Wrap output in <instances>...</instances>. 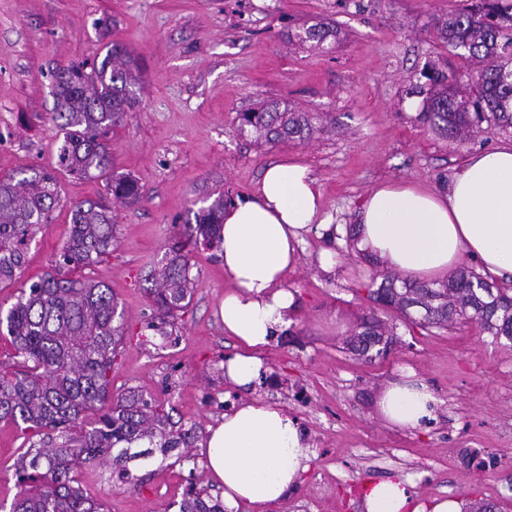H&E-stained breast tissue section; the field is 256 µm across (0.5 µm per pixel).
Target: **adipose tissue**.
I'll return each instance as SVG.
<instances>
[{"label":"adipose tissue","instance_id":"1","mask_svg":"<svg viewBox=\"0 0 512 512\" xmlns=\"http://www.w3.org/2000/svg\"><path fill=\"white\" fill-rule=\"evenodd\" d=\"M313 231L325 236L332 226L317 178L294 159L268 166L255 195L225 209L218 254L232 287L221 316L225 334L242 346L224 364L228 383L254 382L264 349L291 323L297 304L285 281ZM355 240L415 279L445 278L467 257L485 274L512 277V145L471 154L441 192L410 181L373 188L358 211ZM437 408L434 394L414 380L391 382L379 400L386 421L405 429L434 419ZM202 453L211 479L224 487L228 512L243 503L266 512L298 484L309 443L286 408L251 400L209 426ZM362 505L365 512H463L454 499L418 504L412 483L401 478L365 484Z\"/></svg>","mask_w":512,"mask_h":512}]
</instances>
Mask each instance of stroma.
Segmentation results:
<instances>
[{
    "instance_id": "obj_1",
    "label": "stroma",
    "mask_w": 512,
    "mask_h": 512,
    "mask_svg": "<svg viewBox=\"0 0 512 512\" xmlns=\"http://www.w3.org/2000/svg\"><path fill=\"white\" fill-rule=\"evenodd\" d=\"M466 0H0V178L57 164L62 139L51 119L54 75L104 57L120 43L141 66L140 102L109 135L116 171L142 188L135 204L111 203L116 244L85 268L111 289L123 314L124 343L110 374L118 395L135 388L156 399L205 438L209 425L239 403L260 399L286 407L311 444L300 483L272 512H363L370 480H409L418 501L451 497L512 512V344L475 323L420 328L393 311H373L371 281L384 267L351 238L368 192L384 181L412 180L439 191L471 153L512 143V133L483 128L457 145L418 115L427 67L454 71L467 84L471 65L440 41L436 18ZM324 22L336 37L322 48L294 41L300 28ZM281 101L323 112L328 132L305 143L257 145L239 133L241 112ZM308 164L336 236L308 234L300 267L286 286L299 310L264 354L262 376L248 388L224 381L237 346L219 306L231 283L217 250L189 245L193 297L163 345L146 334L153 308L147 276L165 258L176 231L216 198L249 196L267 165ZM61 207L37 231L0 304L19 287L53 272L71 231L73 204L95 201L104 184L61 174ZM336 252L323 270L322 249ZM394 331L387 354L366 358L347 344L366 318ZM413 371L439 401L422 427H395L378 401L389 382ZM21 430L0 421V503L17 488L13 463ZM142 482L120 486L108 464L84 467V491L105 512H176L192 485L211 495L203 455L176 466L153 460L135 467Z\"/></svg>"
}]
</instances>
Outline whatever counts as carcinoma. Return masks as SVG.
I'll list each match as a JSON object with an SVG mask.
<instances>
[{"mask_svg":"<svg viewBox=\"0 0 512 512\" xmlns=\"http://www.w3.org/2000/svg\"><path fill=\"white\" fill-rule=\"evenodd\" d=\"M435 30L449 46L462 49L474 65L467 92L455 86V74L430 68L422 72L426 93L422 123L445 139L467 142L474 129L487 124L512 132V4L477 0L436 20ZM336 28L317 23L298 36L320 47ZM140 65L114 43L90 72L64 69L54 87L56 122L63 141L58 170L39 169L22 178L0 179V284L14 280L25 262L34 230L48 222L60 203L57 171L101 178L108 194L122 203L142 198V188L129 175L114 171L104 137L139 103ZM314 112H296L286 102L263 103L239 116L240 130L275 144L304 142L325 131ZM71 235L55 273L21 288L14 302L0 306V332L15 349L17 369L0 372V421L31 431L28 446L13 464L20 490L0 512H104V504L78 486L84 466L112 462L125 485L136 484L128 463L155 452L180 462L193 457L197 437L164 412L159 404L129 388L109 393L112 365L123 343V313L110 289L93 279L69 274L112 253L115 233L109 206L90 202L71 211ZM224 198L195 213L184 225L169 257L148 278L147 298L156 317L146 329L165 339L173 336L174 319L192 296L187 238L209 249L219 247ZM368 299L380 309H395L421 327H444L474 321L495 339L512 342V289L500 288L472 269H460L431 285L384 275ZM416 308L419 319L409 309ZM381 320L372 318L355 334L350 347L361 356L387 352ZM179 512H224V502L202 490H189Z\"/></svg>","mask_w":512,"mask_h":512,"instance_id":"carcinoma-1","label":"carcinoma"}]
</instances>
